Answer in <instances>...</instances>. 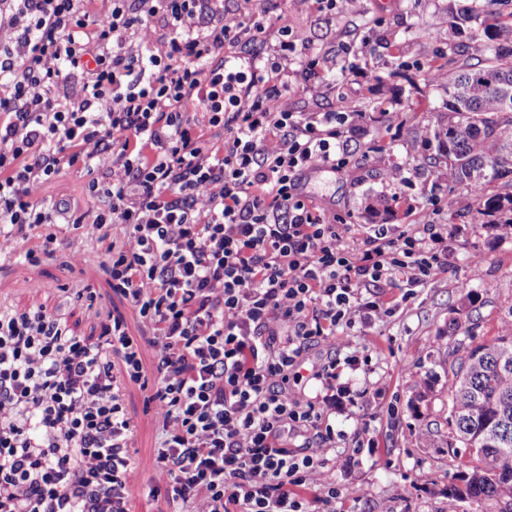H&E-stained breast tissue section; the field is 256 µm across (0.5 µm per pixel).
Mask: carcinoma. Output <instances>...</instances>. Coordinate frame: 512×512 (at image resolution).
Masks as SVG:
<instances>
[{"label":"carcinoma","mask_w":512,"mask_h":512,"mask_svg":"<svg viewBox=\"0 0 512 512\" xmlns=\"http://www.w3.org/2000/svg\"><path fill=\"white\" fill-rule=\"evenodd\" d=\"M512 0H471L448 19V50L439 67L448 112L433 132L434 161L448 183L466 186L493 214L512 213ZM448 455L469 459L461 481L448 486V512L464 499L512 512V320L498 336L467 335L448 352Z\"/></svg>","instance_id":"obj_1"}]
</instances>
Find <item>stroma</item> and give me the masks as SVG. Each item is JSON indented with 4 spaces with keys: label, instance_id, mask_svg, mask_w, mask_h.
Returning <instances> with one entry per match:
<instances>
[{
    "label": "stroma",
    "instance_id": "obj_1",
    "mask_svg": "<svg viewBox=\"0 0 512 512\" xmlns=\"http://www.w3.org/2000/svg\"><path fill=\"white\" fill-rule=\"evenodd\" d=\"M466 0H344L336 14L315 12L310 0H230L239 22L265 14L269 34L263 42L247 44L250 52L272 54L278 30L290 26L309 39L307 51L288 62L290 78L300 85L283 105L291 112L372 111L376 103L400 112L392 129L370 123L352 141L350 162L334 173L321 165L307 169L301 192L327 215L346 221L347 236L357 235L369 224H388L397 230L415 231L417 225L436 222L448 227V270L437 276L415 298L403 304L386 321L363 325L312 349L310 360L324 358L331 348L359 351L366 356L359 369L344 370L341 382L359 399L345 411L330 414L335 431L344 433L330 452L332 476L341 496L336 512H444L448 486L459 472L449 457L448 350L454 345L448 325L456 318L463 291L475 294L470 316L460 318L463 329L476 339L495 336L502 320L512 316V235L498 230L497 215L485 212L479 202L460 207L467 189L448 187L439 168L429 159L435 149L427 143L446 120L442 82L427 77V57L445 46L449 8ZM403 46L393 57V46ZM335 57L332 75L305 76L307 55ZM110 156L97 158L93 173L64 169L39 186L34 196L95 209L87 186L91 178L107 176ZM388 203L387 210L370 215L368 203ZM17 239L0 237V306L26 309L43 306L67 310L69 325L83 335L94 331L98 308L121 314L132 334L145 326L130 305L112 291L104 246L94 243L74 251L62 247L39 264H22ZM484 259L480 275H473V256ZM94 288V306L76 296L78 289ZM381 388L382 396L371 393ZM139 386H128L125 403L136 426V465L132 480L136 493L130 512H172L164 497L152 496L148 487L164 485L165 478L153 464L151 449L161 411L146 407ZM373 419L377 446L354 453L346 438L362 419ZM368 489L357 499L359 489Z\"/></svg>",
    "mask_w": 512,
    "mask_h": 512
}]
</instances>
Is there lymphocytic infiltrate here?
Segmentation results:
<instances>
[{
	"mask_svg": "<svg viewBox=\"0 0 512 512\" xmlns=\"http://www.w3.org/2000/svg\"><path fill=\"white\" fill-rule=\"evenodd\" d=\"M92 2L0 0L15 29L0 44V236L25 243L31 264L63 245L105 244L112 290L149 332L132 335L106 312L85 337L58 312L0 309V512H128L132 384L163 412L153 462L176 512H336L327 419L344 405L341 371L359 358L334 349L308 371L305 357L392 317L446 272L448 231L378 224L349 238L301 195L313 163L348 166L367 115L283 108L296 90L283 62L306 46L300 32L281 28L265 59L237 50L263 39V17L218 21L221 0ZM154 19L168 31L164 52L127 51ZM75 79L78 98L60 101ZM207 127L223 130L222 144L205 140ZM102 153L112 170L88 184L92 214L34 198ZM61 221L73 236L58 237ZM398 278L400 298L379 295ZM311 380L322 394L295 397Z\"/></svg>",
	"mask_w": 512,
	"mask_h": 512,
	"instance_id": "f902f5d3",
	"label": "lymphocytic infiltrate"
}]
</instances>
